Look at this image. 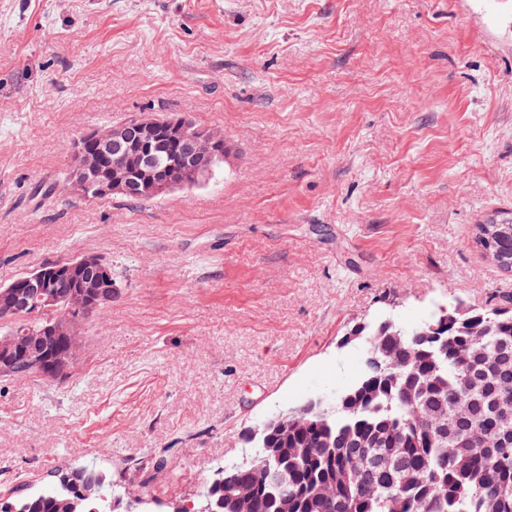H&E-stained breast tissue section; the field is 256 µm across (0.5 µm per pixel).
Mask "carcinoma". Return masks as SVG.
<instances>
[{"mask_svg":"<svg viewBox=\"0 0 512 512\" xmlns=\"http://www.w3.org/2000/svg\"><path fill=\"white\" fill-rule=\"evenodd\" d=\"M191 145L179 139L161 154L162 164L178 161ZM495 248L512 258V224L498 225ZM28 308L18 316L0 313V335L49 327L65 314ZM448 320L436 337L430 326ZM379 361L341 394L336 411L309 416L288 434L245 437L254 454L228 469V486L207 484L205 494L218 512H240L232 491L252 486L250 512H512V442L488 454L471 437L485 428L512 436V419L495 414L499 392L512 384V310L453 307L406 327L397 320L367 323L359 330ZM399 344V361L385 367L380 346ZM505 356L489 367L486 358ZM468 400L472 413L456 417ZM420 474L414 485L401 473ZM89 474L77 472L69 489L0 499V512H63Z\"/></svg>","mask_w":512,"mask_h":512,"instance_id":"1","label":"carcinoma"}]
</instances>
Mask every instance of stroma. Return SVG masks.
I'll return each instance as SVG.
<instances>
[{
    "instance_id": "obj_1",
    "label": "stroma",
    "mask_w": 512,
    "mask_h": 512,
    "mask_svg": "<svg viewBox=\"0 0 512 512\" xmlns=\"http://www.w3.org/2000/svg\"><path fill=\"white\" fill-rule=\"evenodd\" d=\"M181 113L229 148L199 186L63 185L83 133ZM493 220L512 0H0V285L95 254L119 288L65 379L0 378V497L91 465L199 505L254 422L360 380L356 323L512 303Z\"/></svg>"
}]
</instances>
